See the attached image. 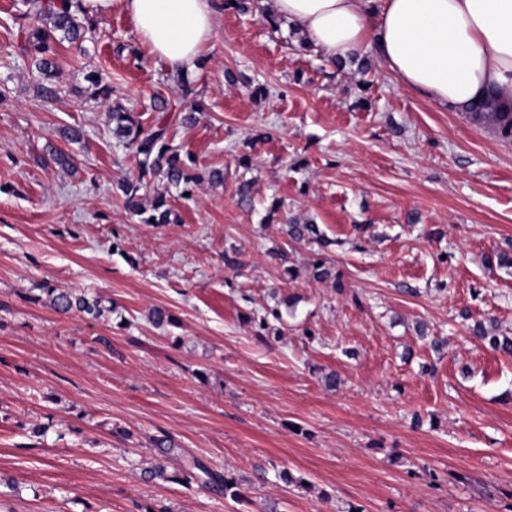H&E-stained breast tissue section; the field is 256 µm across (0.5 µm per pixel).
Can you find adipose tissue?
<instances>
[{"label": "adipose tissue", "mask_w": 512, "mask_h": 512, "mask_svg": "<svg viewBox=\"0 0 512 512\" xmlns=\"http://www.w3.org/2000/svg\"><path fill=\"white\" fill-rule=\"evenodd\" d=\"M118 5L152 58L186 74L207 50L221 0H79L91 19ZM269 8L329 62L369 53L439 106L466 110L490 97L512 112V0H270Z\"/></svg>", "instance_id": "ef3b65f1"}]
</instances>
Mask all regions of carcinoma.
<instances>
[{"mask_svg":"<svg viewBox=\"0 0 512 512\" xmlns=\"http://www.w3.org/2000/svg\"><path fill=\"white\" fill-rule=\"evenodd\" d=\"M75 0H21L18 18L26 20L18 34L19 50L22 55L33 56V63L38 71L48 80V84L40 86L43 98L49 100L56 95V87L51 80L57 77V65L51 55V44L55 41L81 42L89 32L86 26L88 19L75 9ZM159 116L153 123L145 126L139 116L127 111L120 105L110 108L112 120V137L116 144L132 151L136 158L138 176L134 180H125L121 189L127 198V203L134 215L139 217L142 224L172 223L173 211L167 206L164 196L157 197L155 204L149 208L140 203V191L147 187L148 182L159 179L167 185L190 193L204 182L213 187L224 185V171L212 169L203 177L183 160L176 148L170 144L171 120L175 119L182 125H188L195 120V108L185 112L173 113L168 118V102L158 101L154 106ZM471 116L479 123L496 125L504 138H512V112H499L492 102L480 104ZM288 236L295 240L310 239L323 243V234L316 224H290ZM50 305L55 312L68 315L77 310L90 315H101L99 301H89L84 297H75L71 293L56 288L46 289ZM475 338L490 349L505 354L512 353V337L490 336L482 326L474 329ZM201 471L208 483L229 490L230 480L225 476L205 469L196 464L194 468L183 471L178 481L189 487L197 479L195 471Z\"/></svg>","mask_w":512,"mask_h":512,"instance_id":"carcinoma-1","label":"carcinoma"}]
</instances>
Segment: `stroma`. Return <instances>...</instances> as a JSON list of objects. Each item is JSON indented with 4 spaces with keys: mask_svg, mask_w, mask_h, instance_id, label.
<instances>
[{
    "mask_svg": "<svg viewBox=\"0 0 512 512\" xmlns=\"http://www.w3.org/2000/svg\"><path fill=\"white\" fill-rule=\"evenodd\" d=\"M17 2L0 0V512H512V355L472 331L512 336V140L233 8L180 88L114 7L55 44L47 102L30 61L5 62ZM157 97L198 107L173 143L224 172L189 198L152 181L172 224L128 209L137 168L108 116L150 122ZM50 288L103 312L58 314ZM196 462L238 497L176 483Z\"/></svg>",
    "mask_w": 512,
    "mask_h": 512,
    "instance_id": "stroma-1",
    "label": "stroma"
}]
</instances>
